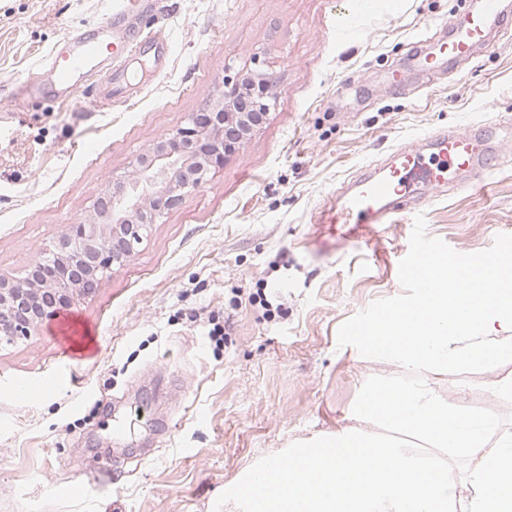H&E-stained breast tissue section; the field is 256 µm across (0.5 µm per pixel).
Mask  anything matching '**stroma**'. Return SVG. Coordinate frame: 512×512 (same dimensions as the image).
<instances>
[{"mask_svg": "<svg viewBox=\"0 0 512 512\" xmlns=\"http://www.w3.org/2000/svg\"><path fill=\"white\" fill-rule=\"evenodd\" d=\"M160 18L75 100L0 133V274L21 275L99 190L223 80H271L264 123L151 225L137 255L66 316L0 345V512H214L265 456L353 424L393 369L337 330L400 295L416 215L461 253L512 233V141L486 183L394 213L370 242L319 248L318 212L363 167L436 131L512 120V30L454 71L417 63L459 0H160ZM112 0H0V79L32 72ZM261 292L267 307L250 304ZM224 328L223 343L209 333ZM53 375L55 392L16 389ZM512 362L439 381L449 403L512 418Z\"/></svg>", "mask_w": 512, "mask_h": 512, "instance_id": "1", "label": "stroma"}]
</instances>
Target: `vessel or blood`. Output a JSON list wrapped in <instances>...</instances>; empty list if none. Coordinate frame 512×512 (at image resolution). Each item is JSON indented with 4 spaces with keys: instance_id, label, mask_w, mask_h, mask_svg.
I'll return each instance as SVG.
<instances>
[{
    "instance_id": "1",
    "label": "vessel or blood",
    "mask_w": 512,
    "mask_h": 512,
    "mask_svg": "<svg viewBox=\"0 0 512 512\" xmlns=\"http://www.w3.org/2000/svg\"><path fill=\"white\" fill-rule=\"evenodd\" d=\"M155 10L156 0H112L111 30L91 35L67 33L66 51H51L47 59L55 85L74 88L98 46H108L114 52L132 50L138 32L130 26V19L153 15ZM506 16L503 0H478L468 7L463 19L449 20L448 38L439 43L436 56L426 60L427 69L474 59L502 31ZM509 136L511 123L478 124L463 132L437 133L428 152L401 148L391 162L357 173L349 180L334 221L346 225V238L371 240L377 234V225L388 223L395 211L418 201L422 192H454L486 181L499 155L498 141Z\"/></svg>"
}]
</instances>
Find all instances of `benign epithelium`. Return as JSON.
Listing matches in <instances>:
<instances>
[{
	"label": "benign epithelium",
	"instance_id": "1",
	"mask_svg": "<svg viewBox=\"0 0 512 512\" xmlns=\"http://www.w3.org/2000/svg\"><path fill=\"white\" fill-rule=\"evenodd\" d=\"M268 82H222L185 126L165 133L98 193L87 220L66 225L20 277L0 275V344L32 336L58 309L130 262L150 225L208 181L267 117Z\"/></svg>",
	"mask_w": 512,
	"mask_h": 512
}]
</instances>
